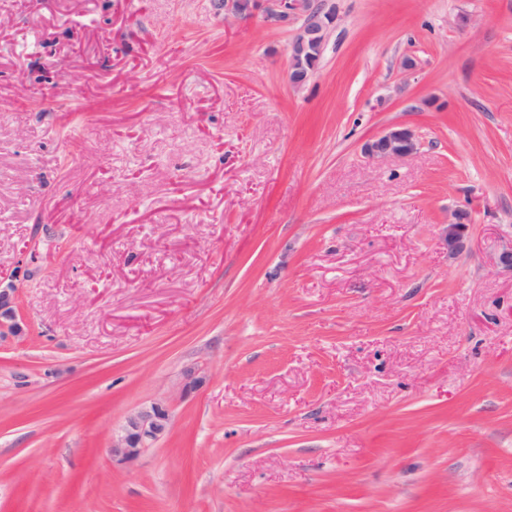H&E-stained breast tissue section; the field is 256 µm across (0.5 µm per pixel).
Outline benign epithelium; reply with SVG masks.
Returning <instances> with one entry per match:
<instances>
[{
    "label": "benign epithelium",
    "mask_w": 512,
    "mask_h": 512,
    "mask_svg": "<svg viewBox=\"0 0 512 512\" xmlns=\"http://www.w3.org/2000/svg\"><path fill=\"white\" fill-rule=\"evenodd\" d=\"M242 0H221L217 11L224 17L251 18L260 13L275 25L299 24L289 45V82L301 88L314 74L322 56L328 31L336 19L334 6L318 0H252L249 10ZM417 150L414 134L407 128L391 129L366 144L368 156L392 160L412 155ZM18 288L0 286V326L12 323L17 315ZM168 410L154 403L130 414L119 438L112 442L110 453L122 461L135 460L151 443L158 440L169 425Z\"/></svg>",
    "instance_id": "obj_1"
}]
</instances>
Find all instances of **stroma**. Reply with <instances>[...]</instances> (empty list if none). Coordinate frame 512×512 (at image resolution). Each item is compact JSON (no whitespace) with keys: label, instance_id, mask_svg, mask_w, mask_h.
Masks as SVG:
<instances>
[{"label":"stroma","instance_id":"1","mask_svg":"<svg viewBox=\"0 0 512 512\" xmlns=\"http://www.w3.org/2000/svg\"><path fill=\"white\" fill-rule=\"evenodd\" d=\"M334 2L0 0V512H512V0ZM223 0L217 7L224 19L251 18L262 13L264 20L275 25L300 22L289 45V82L301 88L314 74L322 56L328 31L336 19L334 6L326 8L316 0ZM249 6L246 12L242 9ZM417 150L414 134L410 129H391L366 144L369 157L392 160L412 155ZM17 298L18 289L13 284H8L2 287L0 283V326L2 327L14 326L12 322L15 321L17 315ZM8 322L11 324L8 325ZM168 410L158 404L143 407L130 414L122 429V434L112 442L110 453L112 457L130 462L135 460L151 443L158 440L169 425Z\"/></svg>","mask_w":512,"mask_h":512}]
</instances>
